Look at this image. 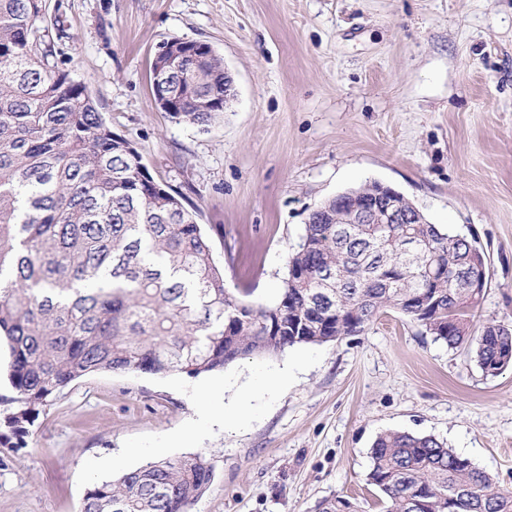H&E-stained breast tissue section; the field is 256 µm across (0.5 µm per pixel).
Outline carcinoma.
<instances>
[{
	"mask_svg": "<svg viewBox=\"0 0 512 512\" xmlns=\"http://www.w3.org/2000/svg\"><path fill=\"white\" fill-rule=\"evenodd\" d=\"M158 73L168 118L208 129L224 115V62L171 38ZM49 36L45 0H0V334L27 432L38 408L98 372L199 376L249 356L364 332L393 309L482 372L512 367V326L473 317L465 270L477 242L437 224L308 217L278 302L224 282L200 210L156 180L112 131ZM410 237L421 257L403 252ZM213 469L200 453L148 462L89 489L81 512H190ZM367 482L386 512H512V492L432 434L386 431ZM321 512H357L337 497Z\"/></svg>",
	"mask_w": 512,
	"mask_h": 512,
	"instance_id": "cac0c4a2",
	"label": "carcinoma"
}]
</instances>
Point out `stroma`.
Returning <instances> with one entry per match:
<instances>
[{
  "instance_id": "obj_1",
  "label": "stroma",
  "mask_w": 512,
  "mask_h": 512,
  "mask_svg": "<svg viewBox=\"0 0 512 512\" xmlns=\"http://www.w3.org/2000/svg\"><path fill=\"white\" fill-rule=\"evenodd\" d=\"M56 43L151 174L197 205L228 288L275 304L288 254L324 200L378 181L483 248L475 323L512 322V0H47ZM210 43L234 78L208 130L171 122L151 62L171 38ZM0 339V512H80L118 470L189 452L213 480L190 512H385L367 481L389 429L433 434L512 491V368L482 373L390 310L364 332L191 377L100 372L40 407L24 439ZM245 422L174 434L262 376Z\"/></svg>"
}]
</instances>
